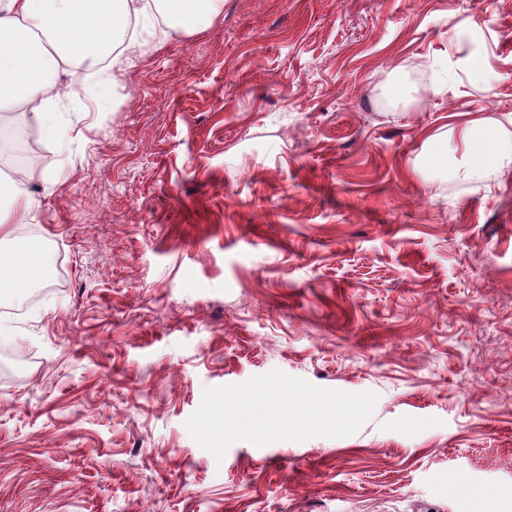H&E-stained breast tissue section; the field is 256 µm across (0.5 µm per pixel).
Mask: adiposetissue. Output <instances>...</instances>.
Instances as JSON below:
<instances>
[{
  "label": "adipose tissue",
  "instance_id": "obj_1",
  "mask_svg": "<svg viewBox=\"0 0 512 512\" xmlns=\"http://www.w3.org/2000/svg\"><path fill=\"white\" fill-rule=\"evenodd\" d=\"M223 0H0V117L21 112L43 135L61 130V72L82 68L96 78V111H107L115 86L133 61L144 59L170 38L204 30L220 15ZM500 122L472 117L460 142L464 163L450 168L468 183L492 173H512V143ZM39 203L16 178L0 174V237L12 236V217L28 219Z\"/></svg>",
  "mask_w": 512,
  "mask_h": 512
}]
</instances>
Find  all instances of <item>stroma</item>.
Wrapping results in <instances>:
<instances>
[{"mask_svg": "<svg viewBox=\"0 0 512 512\" xmlns=\"http://www.w3.org/2000/svg\"><path fill=\"white\" fill-rule=\"evenodd\" d=\"M60 81L27 186L51 274L0 292L29 354H0V512H512V175L422 151L512 136V0H224L109 111ZM275 368L372 419L215 460L204 388ZM500 121L490 117H470L463 125L460 142L467 160L448 165L447 155L439 154L443 133L433 134L426 141L427 152L439 161L440 169H450L468 183H483L490 173H512V143L499 134ZM436 147V152L433 148Z\"/></svg>", "mask_w": 512, "mask_h": 512, "instance_id": "35a3bbf8", "label": "stroma"}]
</instances>
